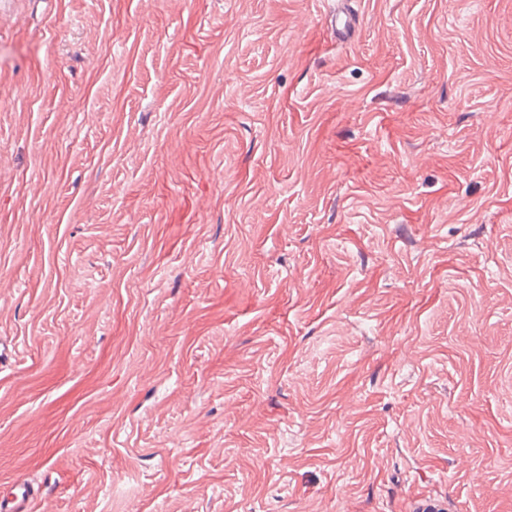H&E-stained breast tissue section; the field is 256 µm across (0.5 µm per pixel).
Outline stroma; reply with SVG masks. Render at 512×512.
<instances>
[{"mask_svg": "<svg viewBox=\"0 0 512 512\" xmlns=\"http://www.w3.org/2000/svg\"><path fill=\"white\" fill-rule=\"evenodd\" d=\"M0 0V493L512 512V0ZM347 5V1H341L340 6L327 16L331 28L342 38L347 37L353 27V15Z\"/></svg>", "mask_w": 512, "mask_h": 512, "instance_id": "stroma-1", "label": "stroma"}]
</instances>
